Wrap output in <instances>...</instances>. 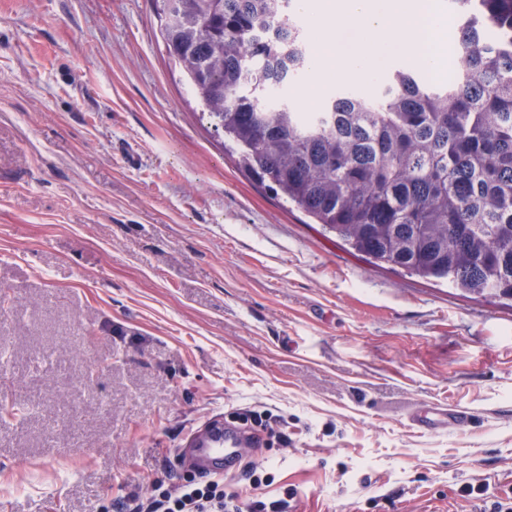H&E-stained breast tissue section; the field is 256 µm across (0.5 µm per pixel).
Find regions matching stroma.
<instances>
[{"mask_svg":"<svg viewBox=\"0 0 512 512\" xmlns=\"http://www.w3.org/2000/svg\"><path fill=\"white\" fill-rule=\"evenodd\" d=\"M156 0H0V512H118L211 417L287 444L292 512L512 497V306L377 265L257 183ZM469 409L423 433L422 404Z\"/></svg>","mask_w":512,"mask_h":512,"instance_id":"1","label":"stroma"}]
</instances>
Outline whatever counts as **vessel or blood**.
I'll list each match as a JSON object with an SVG mask.
<instances>
[{
	"mask_svg": "<svg viewBox=\"0 0 512 512\" xmlns=\"http://www.w3.org/2000/svg\"><path fill=\"white\" fill-rule=\"evenodd\" d=\"M471 419L462 408L448 405H429L417 409L411 423L422 431H451L465 427ZM254 441L240 428L211 418L193 429L186 437L180 456L188 458L197 473L204 475L237 474L244 457Z\"/></svg>",
	"mask_w": 512,
	"mask_h": 512,
	"instance_id": "1",
	"label": "vessel or blood"
}]
</instances>
